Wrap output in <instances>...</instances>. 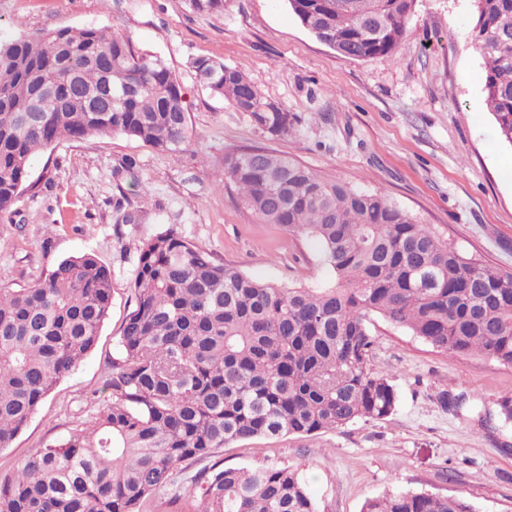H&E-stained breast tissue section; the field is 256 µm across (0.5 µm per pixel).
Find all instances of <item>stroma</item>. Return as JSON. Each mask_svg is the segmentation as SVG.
Instances as JSON below:
<instances>
[{"label":"stroma","mask_w":512,"mask_h":512,"mask_svg":"<svg viewBox=\"0 0 512 512\" xmlns=\"http://www.w3.org/2000/svg\"><path fill=\"white\" fill-rule=\"evenodd\" d=\"M473 0H417L391 58L350 59L320 43L288 0H224L206 14L189 0H0V38L96 27L128 36L181 81L189 142L162 151L122 135L63 140L35 156L31 186L0 216V287L30 285L60 260L92 252L112 271V302L95 348L43 400L9 447L0 476L65 434L106 399L107 364L135 305L140 248L173 229L248 276L284 288L336 283L318 242L265 223L233 184L218 185L224 156L261 146L354 188L381 192L464 253L512 272V147L495 137L474 48ZM242 67L295 119L287 136L256 127L197 80L193 60ZM134 159L125 170V159ZM133 222H124V215ZM373 371L397 393L387 418L359 419L309 436L256 437L177 473L178 504L163 492L141 512H176L198 500L191 478L224 468L296 471L318 512H361L394 490L467 500L474 512H512V426H482L512 397V367L442 353L381 316L367 318ZM463 398L461 408L448 407Z\"/></svg>","instance_id":"35a3bbf8"}]
</instances>
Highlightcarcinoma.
<instances>
[{
	"instance_id": "obj_1",
	"label": "carcinoma",
	"mask_w": 512,
	"mask_h": 512,
	"mask_svg": "<svg viewBox=\"0 0 512 512\" xmlns=\"http://www.w3.org/2000/svg\"><path fill=\"white\" fill-rule=\"evenodd\" d=\"M417 0H288L302 25L334 51L391 58ZM475 47L485 59L484 102L512 146V0H476ZM211 94L272 136L294 118L238 66L192 63ZM79 87L32 112L37 86ZM103 85L119 101L93 112ZM121 134L162 150L187 139L182 85L129 38L93 27L0 40V215L30 178V162L61 140ZM290 235L316 238L332 288H280L218 263L169 229L146 240L136 303L121 329L103 389L110 399L0 480V512H139L183 464L234 442L311 435L396 407L393 384L369 367L371 314L454 356L512 366V272L441 240L387 196L353 188L261 147L224 156L219 184ZM112 272L92 252L69 256L24 288H0V448L27 425L57 382L97 344ZM193 512H318L286 467L198 475ZM362 512H474L426 491L390 492Z\"/></svg>"
}]
</instances>
